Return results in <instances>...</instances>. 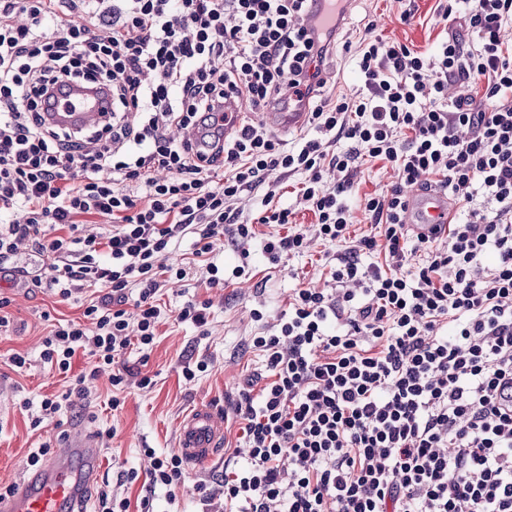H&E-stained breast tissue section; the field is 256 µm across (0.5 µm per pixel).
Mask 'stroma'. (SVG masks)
Here are the masks:
<instances>
[{
	"label": "stroma",
	"instance_id": "stroma-1",
	"mask_svg": "<svg viewBox=\"0 0 512 512\" xmlns=\"http://www.w3.org/2000/svg\"><path fill=\"white\" fill-rule=\"evenodd\" d=\"M437 0H349L340 23L336 43L326 59L330 74L318 95L330 99L337 93L357 88L360 76L354 55L365 27L416 48L436 41L441 32L436 25ZM410 10L409 22L400 14ZM259 238L250 247V262L255 275L249 280H235L223 288H210L205 272L193 254L191 239L178 242L170 255L171 263L185 268L184 279H169L158 294L161 321L152 350L127 351L124 361L130 368L152 378L150 387L129 385L119 395L122 405L111 409L113 394L107 376L88 382V398L78 409L62 408L57 424L32 427L43 397L65 391L70 376L90 370L92 360L77 355L70 376L52 371L40 358L43 339L54 319H81L83 299L59 300L37 288L16 286L0 277V298H8L6 308L12 322L8 332L0 334V485H17L27 469L28 453L50 443L60 448L77 431L95 434L112 431L103 446L100 480L119 487L121 496L137 500L142 495L141 481L118 483L120 472H145L149 461L145 449H155L163 456L176 450L179 426L185 415L198 404L214 406L224 417V445L219 457L211 462L188 466L184 492L169 497L165 489H156L155 512H201L203 504L198 485L215 486L224 473V460L233 456L240 444V424L233 413L238 392L245 381L259 373L261 360L246 348L250 336L259 328L249 311L263 306L269 322H276L288 308V293L299 283L323 286L329 270L310 259L293 257L279 264H268L262 253V237L278 234L279 229L265 224L256 227ZM208 302L209 319L205 328L179 321L177 312L186 301ZM27 357L23 371L8 365L12 354ZM203 361L204 372L194 380H185V361Z\"/></svg>",
	"mask_w": 512,
	"mask_h": 512
}]
</instances>
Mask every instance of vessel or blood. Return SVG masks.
<instances>
[{"instance_id": "obj_1", "label": "vessel or blood", "mask_w": 512, "mask_h": 512, "mask_svg": "<svg viewBox=\"0 0 512 512\" xmlns=\"http://www.w3.org/2000/svg\"><path fill=\"white\" fill-rule=\"evenodd\" d=\"M61 110L50 113L51 122L76 128L93 127L108 117L109 98L103 88L68 86ZM305 103L263 114L267 127L286 129L300 125ZM455 213L447 195L414 187L407 194L405 221L415 233L429 234L437 225L450 223ZM224 421L212 407L201 405L186 416L179 428L178 449L188 462L214 459L223 446ZM101 472V453L91 433L77 434L57 454L23 478L14 492L0 500V512H87L86 491Z\"/></svg>"}]
</instances>
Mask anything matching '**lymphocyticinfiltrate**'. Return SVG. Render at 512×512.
<instances>
[{"label": "lymphocytic infiltrate", "mask_w": 512, "mask_h": 512, "mask_svg": "<svg viewBox=\"0 0 512 512\" xmlns=\"http://www.w3.org/2000/svg\"><path fill=\"white\" fill-rule=\"evenodd\" d=\"M316 12L315 0H0V267L63 301L105 288L41 356L65 375L86 352L122 389V357L154 343L162 275H186L168 263L179 240L192 238L210 288L250 275L259 224L289 229L263 243L274 265L345 244L324 287L293 289L277 323L250 311L268 380L239 392L224 512H512V0H443L452 30L421 50L365 33L360 86L309 106L287 147L251 116L285 86L309 98L325 85L344 9ZM72 83L106 86L105 124L48 121ZM229 91L248 116L209 154L170 137L217 124ZM366 159L395 180L364 197L377 233L358 237ZM275 173L299 178L310 230L274 204ZM414 184L447 192L455 224L413 236ZM248 193L261 198L252 219L238 208ZM224 236L241 260L229 273L208 259ZM23 247L37 264L16 265ZM144 454L138 508L101 489L100 512H153L156 488H181L180 453Z\"/></svg>", "instance_id": "f902f5d3"}]
</instances>
